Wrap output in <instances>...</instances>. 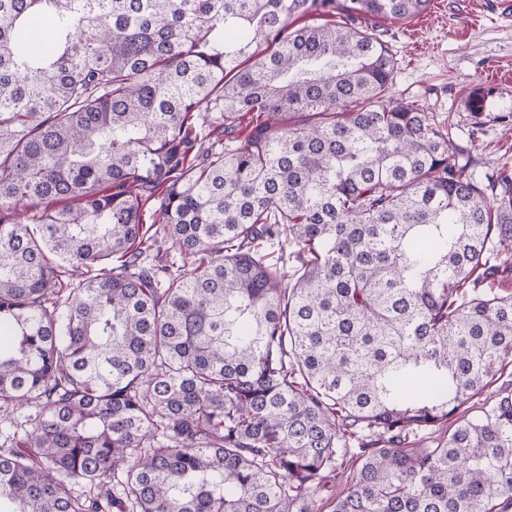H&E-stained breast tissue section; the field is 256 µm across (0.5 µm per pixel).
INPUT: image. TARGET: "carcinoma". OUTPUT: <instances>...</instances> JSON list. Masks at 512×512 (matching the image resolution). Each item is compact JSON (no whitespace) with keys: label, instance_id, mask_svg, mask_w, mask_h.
Instances as JSON below:
<instances>
[{"label":"carcinoma","instance_id":"obj_1","mask_svg":"<svg viewBox=\"0 0 512 512\" xmlns=\"http://www.w3.org/2000/svg\"><path fill=\"white\" fill-rule=\"evenodd\" d=\"M429 3L0 0V407L34 408L0 512H314L351 441L330 512H512V394L467 414L512 295L466 291L512 170L388 96L357 24ZM355 458L351 459L347 462L345 469L337 471L339 473L336 476V472H332L327 474L325 488L322 489L317 495H315L316 504L323 507V511L328 512V503L330 499L336 494L338 491L345 488L347 481L349 482L350 472L353 471L356 467V463H354Z\"/></svg>","mask_w":512,"mask_h":512}]
</instances>
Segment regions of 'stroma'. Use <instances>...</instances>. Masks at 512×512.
<instances>
[{"label": "stroma", "mask_w": 512, "mask_h": 512, "mask_svg": "<svg viewBox=\"0 0 512 512\" xmlns=\"http://www.w3.org/2000/svg\"><path fill=\"white\" fill-rule=\"evenodd\" d=\"M370 30L396 61L392 98L418 102L436 123L451 124L455 143L481 168L512 167V132L503 120L512 113V17L503 0H431L418 16L378 20ZM477 87L492 91L479 116L466 106Z\"/></svg>", "instance_id": "obj_1"}]
</instances>
